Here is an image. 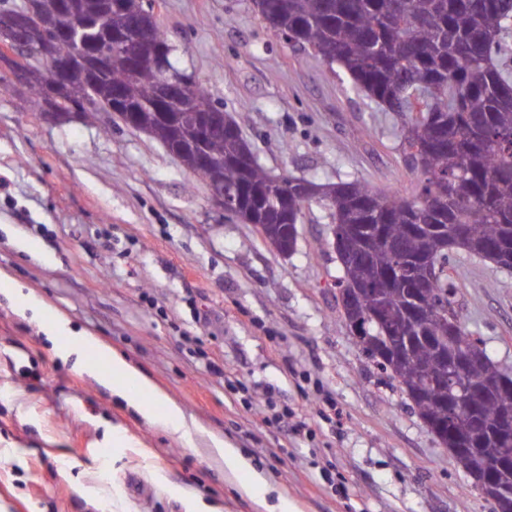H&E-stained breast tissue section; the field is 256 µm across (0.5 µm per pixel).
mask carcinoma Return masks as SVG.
<instances>
[{
    "label": "carcinoma",
    "mask_w": 512,
    "mask_h": 512,
    "mask_svg": "<svg viewBox=\"0 0 512 512\" xmlns=\"http://www.w3.org/2000/svg\"><path fill=\"white\" fill-rule=\"evenodd\" d=\"M36 24L57 38L59 0H38ZM265 16L275 32H290L315 55L337 65L353 87L400 118L401 147L407 166L416 171L414 149L425 152L422 179L409 196L381 192L358 180L339 181L327 191L303 195L297 178L285 174L276 189L281 203L252 210L262 224H294L313 201L329 209L336 238L346 248L363 244L361 254L348 268L354 284L368 295L380 294L402 333L434 335V317L444 311L456 321V334L441 350L421 341L396 366L376 356L373 345L358 341L361 350L380 372L390 373L400 391L413 402L422 419H435L442 393L427 380L440 359L468 358L480 354L484 362L465 365L470 380L492 389L481 407L485 430L469 439V449L454 457L463 470L472 469L501 454L505 437H493L499 415L512 410V387L502 388L500 378L512 373L487 354L483 341L467 330L454 289L448 285V256L438 252L425 277L422 303L428 316L409 321L403 311V289L385 279L398 253L423 255L435 249L437 236L419 230L421 224H455L463 232L459 248L503 268L512 267V66L507 63L512 35V0H273ZM8 72L0 75V92L21 85L30 94L35 112H45L50 99L31 71L16 72L10 59L0 54ZM123 91L129 106L154 100L159 76L147 62L130 68L124 59L107 57L101 77L82 90V99L95 104L87 117L101 112L112 122H124L110 108L112 89ZM426 97L420 115H414L410 95ZM193 112L203 117L220 111L202 84L190 93ZM142 132L165 143L170 123L157 113L142 110L137 116ZM207 147L217 163H224V197L235 211L233 194L247 184L259 187L271 180L255 159L243 135H212ZM363 224L381 225L380 234L360 242ZM424 395L415 396L418 387Z\"/></svg>",
    "instance_id": "obj_1"
}]
</instances>
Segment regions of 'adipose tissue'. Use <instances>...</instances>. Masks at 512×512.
I'll use <instances>...</instances> for the list:
<instances>
[{"label": "adipose tissue", "instance_id": "adipose-tissue-1", "mask_svg": "<svg viewBox=\"0 0 512 512\" xmlns=\"http://www.w3.org/2000/svg\"><path fill=\"white\" fill-rule=\"evenodd\" d=\"M0 295L12 301L17 314L30 316L38 324L62 363L79 365L81 372L106 388L114 400L139 414L147 425L162 428L180 442H191L193 423L183 409L124 355L90 331L75 328L65 314L49 311L42 300L23 291L1 270ZM211 454L223 462L225 472L249 473L250 480L243 486L246 493H255L264 486V475L230 442L212 438Z\"/></svg>", "mask_w": 512, "mask_h": 512}]
</instances>
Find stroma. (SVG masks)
<instances>
[{
  "label": "stroma",
  "mask_w": 512,
  "mask_h": 512,
  "mask_svg": "<svg viewBox=\"0 0 512 512\" xmlns=\"http://www.w3.org/2000/svg\"><path fill=\"white\" fill-rule=\"evenodd\" d=\"M157 24L182 64L243 126L259 163L318 183L357 179L410 195L397 120L337 67L283 41L252 0H161ZM328 209L306 208L292 254L224 212L156 140L124 125L55 123L0 97V270L136 364L193 417V446L147 426L0 296V457L7 512H97L98 486L126 512H184L153 480L264 512H490V503L365 356L340 316ZM468 330L512 370V270L448 256ZM291 408L300 431L270 419ZM151 451L113 447L98 417ZM269 483L265 506L224 471L212 438Z\"/></svg>",
  "instance_id": "35a3bbf8"
}]
</instances>
